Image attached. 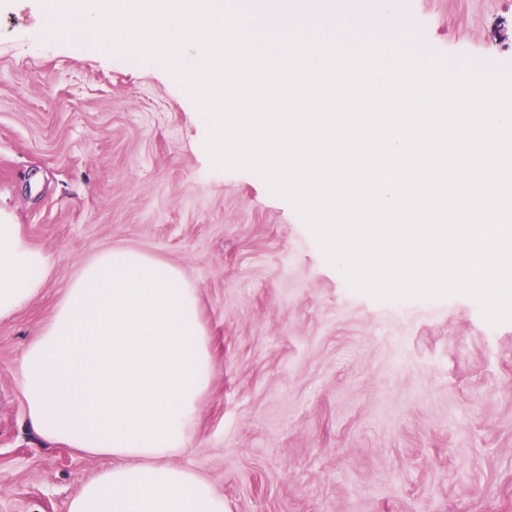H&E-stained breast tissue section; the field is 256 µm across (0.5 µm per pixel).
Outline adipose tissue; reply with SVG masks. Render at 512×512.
<instances>
[{
  "mask_svg": "<svg viewBox=\"0 0 512 512\" xmlns=\"http://www.w3.org/2000/svg\"><path fill=\"white\" fill-rule=\"evenodd\" d=\"M52 270L0 212V319L26 308ZM210 365L198 291L179 267L129 248L80 267L21 363L32 430L110 460L67 512H228L206 479L173 462Z\"/></svg>",
  "mask_w": 512,
  "mask_h": 512,
  "instance_id": "adipose-tissue-1",
  "label": "adipose tissue"
}]
</instances>
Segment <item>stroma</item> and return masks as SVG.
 Wrapping results in <instances>:
<instances>
[{"label":"stroma","instance_id":"1","mask_svg":"<svg viewBox=\"0 0 512 512\" xmlns=\"http://www.w3.org/2000/svg\"><path fill=\"white\" fill-rule=\"evenodd\" d=\"M420 56L512 77V0H366ZM0 0V209L53 273L0 320V512H67L109 460L34 433L28 344L111 248L198 289L212 379L178 465L228 512H512V320L453 294L352 290L283 197L214 168L185 86L126 52L51 38Z\"/></svg>","mask_w":512,"mask_h":512}]
</instances>
